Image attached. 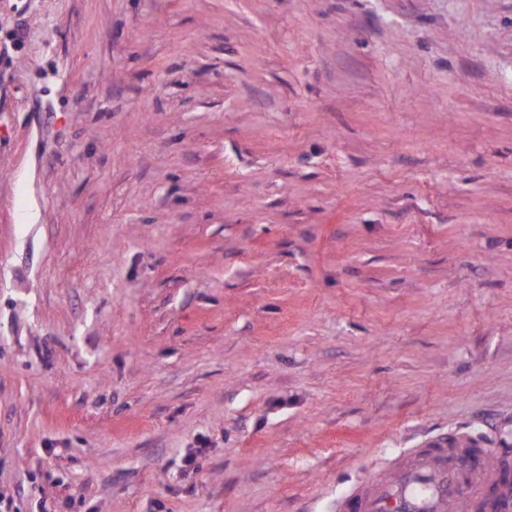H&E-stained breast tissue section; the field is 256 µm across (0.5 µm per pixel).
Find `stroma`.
I'll return each mask as SVG.
<instances>
[{"label": "stroma", "instance_id": "stroma-1", "mask_svg": "<svg viewBox=\"0 0 512 512\" xmlns=\"http://www.w3.org/2000/svg\"><path fill=\"white\" fill-rule=\"evenodd\" d=\"M448 434L512 457V0H0L12 512H336Z\"/></svg>", "mask_w": 512, "mask_h": 512}]
</instances>
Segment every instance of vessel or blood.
Returning <instances> with one entry per match:
<instances>
[{
  "label": "vessel or blood",
  "mask_w": 512,
  "mask_h": 512,
  "mask_svg": "<svg viewBox=\"0 0 512 512\" xmlns=\"http://www.w3.org/2000/svg\"><path fill=\"white\" fill-rule=\"evenodd\" d=\"M488 449L438 436L410 449L391 476L355 485L336 512H512V483L489 484Z\"/></svg>",
  "instance_id": "b4317fda"
}]
</instances>
